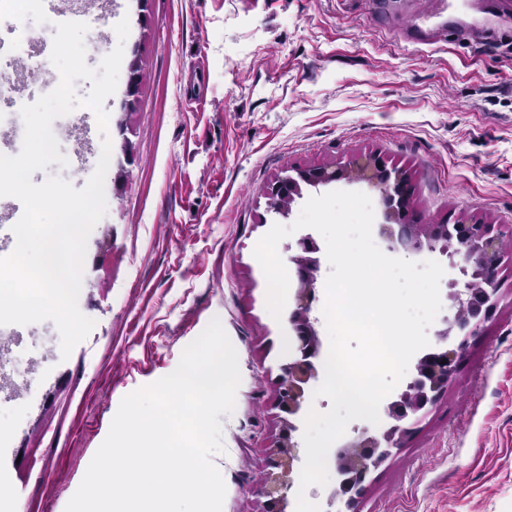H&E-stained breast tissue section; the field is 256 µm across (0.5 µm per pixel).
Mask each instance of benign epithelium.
Here are the masks:
<instances>
[{
  "mask_svg": "<svg viewBox=\"0 0 512 512\" xmlns=\"http://www.w3.org/2000/svg\"><path fill=\"white\" fill-rule=\"evenodd\" d=\"M339 180L363 181L378 190L386 221L381 233L388 240L402 243L411 252L425 248L446 253L453 268L456 267L454 256L459 255L464 263L472 266V276L486 288L482 314L467 313L468 289H457L449 294L455 313L449 327L438 333L444 345L431 352L429 365L421 361L416 363L415 373L406 389L387 403L388 426L376 433L366 428L354 429V439L337 453L336 472L348 495L346 504L349 505L362 494L371 469L387 459L393 449L403 447L412 432L410 420L434 404L437 394L448 386L467 337L476 334L491 311L502 250L500 232L479 219L459 220L453 224H420L408 219L415 192L413 178L400 168L388 166L376 153L354 157L333 167L299 169L294 176L279 177L267 189L269 204L275 209L282 196H301L303 183L315 187ZM299 249L300 254L293 258L298 283L290 314V323L297 336L293 360L283 367L277 394L278 408L286 417L282 418V433L267 448L266 470L258 489L265 498L263 512H287L293 474L302 462L294 418L304 407L308 386L317 379L313 354L319 347L318 319L312 311L320 271L317 257L320 247L313 237L307 236L299 241Z\"/></svg>",
  "mask_w": 512,
  "mask_h": 512,
  "instance_id": "7a95c632",
  "label": "benign epithelium"
}]
</instances>
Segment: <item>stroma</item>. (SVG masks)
<instances>
[{"instance_id": "1", "label": "stroma", "mask_w": 512, "mask_h": 512, "mask_svg": "<svg viewBox=\"0 0 512 512\" xmlns=\"http://www.w3.org/2000/svg\"><path fill=\"white\" fill-rule=\"evenodd\" d=\"M99 69L123 46L107 127V212L87 241L78 307L95 326L69 358L45 320L16 328L11 365L29 369L21 398L0 389V502L8 512H65L122 398L172 373L219 319L241 384L212 461L223 512H262L256 487L280 431L273 406L293 333L266 308L254 257L279 223L266 188L294 168L380 153L410 170L412 215L499 227L496 306L447 390L413 418L403 448L373 471L358 512H512V0H470L444 39L413 46L375 24L366 0H93ZM128 20L119 42L114 27ZM46 5L0 0V35L21 27L53 64ZM140 84L127 95L130 63ZM35 172L82 188L99 154Z\"/></svg>"}]
</instances>
